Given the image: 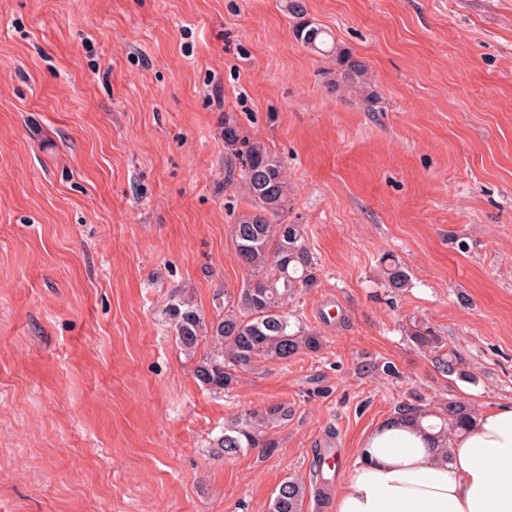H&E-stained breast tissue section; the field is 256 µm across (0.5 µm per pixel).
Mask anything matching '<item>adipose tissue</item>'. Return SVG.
I'll list each match as a JSON object with an SVG mask.
<instances>
[{"label":"adipose tissue","instance_id":"1","mask_svg":"<svg viewBox=\"0 0 512 512\" xmlns=\"http://www.w3.org/2000/svg\"><path fill=\"white\" fill-rule=\"evenodd\" d=\"M334 512H512V405L441 444L426 423L391 418L357 450Z\"/></svg>","mask_w":512,"mask_h":512}]
</instances>
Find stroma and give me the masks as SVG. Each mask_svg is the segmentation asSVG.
Returning a JSON list of instances; mask_svg holds the SVG:
<instances>
[{"mask_svg":"<svg viewBox=\"0 0 512 512\" xmlns=\"http://www.w3.org/2000/svg\"><path fill=\"white\" fill-rule=\"evenodd\" d=\"M366 64L374 106L295 38L288 0H0V512H268L402 403H512V0H303ZM281 155L324 340L202 385L166 313L249 277L225 113ZM467 243L452 247L449 236ZM393 255L413 286L385 288ZM430 328L472 380L404 333ZM275 402L262 448L227 421ZM26 471L17 474L15 466ZM290 416L285 403H273L250 412L248 418H238L228 427L224 435L217 440V450L230 459L245 448H275L272 443H261L259 427L280 424Z\"/></svg>","mask_w":512,"mask_h":512,"instance_id":"1","label":"stroma"}]
</instances>
